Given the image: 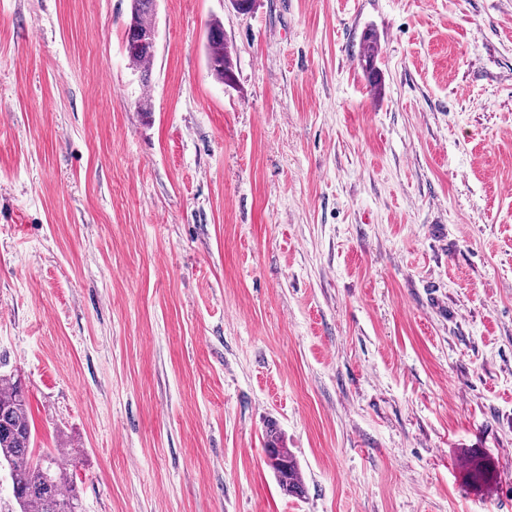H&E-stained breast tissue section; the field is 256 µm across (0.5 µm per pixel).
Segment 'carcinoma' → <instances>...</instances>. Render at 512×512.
I'll use <instances>...</instances> for the list:
<instances>
[{"label": "carcinoma", "instance_id": "carcinoma-1", "mask_svg": "<svg viewBox=\"0 0 512 512\" xmlns=\"http://www.w3.org/2000/svg\"><path fill=\"white\" fill-rule=\"evenodd\" d=\"M155 0H131L130 17L124 30V48L132 68L141 73L143 94H148L150 64L155 52L129 45L127 37L134 31L154 30ZM207 64L214 78L230 85L234 82L231 54L224 41V26L212 20L206 33ZM379 53L377 36L367 32L363 38L360 64L370 85L378 90ZM67 443L56 448H35V438L29 420V398L22 379L0 375V463L11 471L12 489L20 512H82L76 482L67 467H77L79 457L71 456L69 463L61 461ZM266 464L273 471L279 488L286 496L301 497L304 483L296 457L286 448L274 427L268 428L264 441Z\"/></svg>", "mask_w": 512, "mask_h": 512}]
</instances>
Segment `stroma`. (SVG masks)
<instances>
[{
  "mask_svg": "<svg viewBox=\"0 0 512 512\" xmlns=\"http://www.w3.org/2000/svg\"><path fill=\"white\" fill-rule=\"evenodd\" d=\"M128 13L0 0V372L83 512H512V0H156L145 80ZM207 64L214 78L230 85L234 82V70L231 54L224 41V26L218 19H213L207 26L206 33ZM379 53L377 51V36L372 32H367L363 38V50L360 54V64L365 70L370 85L375 89H380L379 74L377 65ZM266 464L273 471L279 488L286 496L302 497L305 493L304 483L296 457L274 427L268 428L264 441Z\"/></svg>",
  "mask_w": 512,
  "mask_h": 512,
  "instance_id": "stroma-1",
  "label": "stroma"
}]
</instances>
